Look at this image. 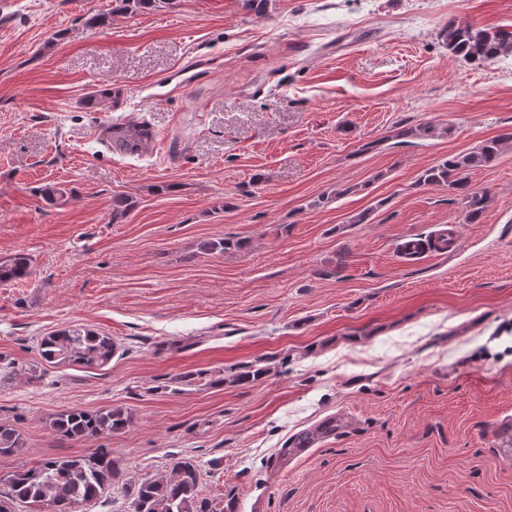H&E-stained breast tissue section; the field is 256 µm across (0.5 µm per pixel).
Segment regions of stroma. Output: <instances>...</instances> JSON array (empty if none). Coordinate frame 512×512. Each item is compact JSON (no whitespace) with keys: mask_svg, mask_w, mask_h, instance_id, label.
<instances>
[{"mask_svg":"<svg viewBox=\"0 0 512 512\" xmlns=\"http://www.w3.org/2000/svg\"><path fill=\"white\" fill-rule=\"evenodd\" d=\"M112 7L0 0V260L31 270L0 284L18 369L0 421L24 440L0 477L108 448L137 479L192 460L226 512H512V145L469 176L491 192L481 223L418 182L512 132V55L478 65L441 39L512 28V0ZM111 119L162 142L108 153ZM451 224V250L399 257ZM224 237L241 247L205 251ZM74 324L112 336L111 362L29 381L41 337ZM75 407L132 422L44 429ZM330 415L345 432L290 453ZM131 422L132 416L127 411L110 407L94 411L66 409L52 414L45 424L58 440L82 441L121 432Z\"/></svg>","mask_w":512,"mask_h":512,"instance_id":"1","label":"stroma"}]
</instances>
